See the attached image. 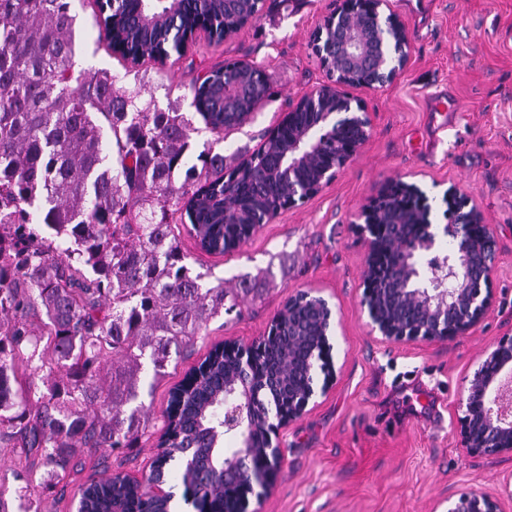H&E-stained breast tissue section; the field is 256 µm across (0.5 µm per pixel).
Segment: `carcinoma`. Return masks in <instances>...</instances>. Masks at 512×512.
Here are the masks:
<instances>
[{
    "label": "carcinoma",
    "instance_id": "1",
    "mask_svg": "<svg viewBox=\"0 0 512 512\" xmlns=\"http://www.w3.org/2000/svg\"><path fill=\"white\" fill-rule=\"evenodd\" d=\"M168 9L167 0H113L112 26L98 27L100 39L151 54L201 13L219 25L232 17L218 0ZM77 31L72 0H0V453L25 476L19 498L41 497L84 456L151 436L145 389L238 303L224 281L209 286L208 274L193 270L181 228L206 252H230L252 225L279 213L289 189L278 174L288 126L230 167L209 147L195 155L187 113L157 109L145 85L128 88L123 75L78 67ZM207 82L194 79L191 106L217 136L266 99L226 105ZM228 167L237 174L225 176ZM382 223L417 232L410 200L392 201ZM382 305L392 320L417 316L412 301L399 312ZM275 319L280 334L250 364L257 400L245 404L243 427L224 429V408L239 402L240 361L214 351L194 383L172 393L158 442L165 451L150 472L140 481L89 477L87 512H166L149 487L170 462L228 457L227 438L264 447L269 407L288 405L315 378L309 357L322 353V301L285 305ZM33 453L45 468L38 481ZM243 494L215 472L193 484L200 512H236Z\"/></svg>",
    "mask_w": 512,
    "mask_h": 512
}]
</instances>
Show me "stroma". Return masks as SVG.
I'll use <instances>...</instances> for the list:
<instances>
[{"label": "stroma", "mask_w": 512, "mask_h": 512, "mask_svg": "<svg viewBox=\"0 0 512 512\" xmlns=\"http://www.w3.org/2000/svg\"><path fill=\"white\" fill-rule=\"evenodd\" d=\"M333 0H274L261 19L223 43L199 37L176 64L145 61L133 71L98 39L96 0H75L82 20L80 67L143 80L157 108L189 111L199 71L254 63L273 96L225 139L195 120V150L232 155L259 148L303 96L327 81L312 50L313 32ZM409 37L408 63L376 88L342 86L371 120L367 141L317 194L283 210L239 250L201 252L181 245L208 284L240 290V315L210 321L191 351L169 363L144 402L162 429L170 390L219 344L266 336L288 298L306 292L332 311L334 380L302 417L279 431L283 454L274 488L252 512H446L449 496H495L512 512V453L464 448L460 418L466 387L483 355L512 336V0H389ZM417 184L432 223H445L444 196L472 199L496 240L492 304L470 334L444 340L385 342L373 334L361 301L367 248L356 226L363 206L392 180ZM158 453L154 441L85 459L44 496L43 512H72L90 473L141 478Z\"/></svg>", "instance_id": "35a3bbf8"}]
</instances>
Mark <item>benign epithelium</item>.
<instances>
[{
    "label": "benign epithelium",
    "instance_id": "1",
    "mask_svg": "<svg viewBox=\"0 0 512 512\" xmlns=\"http://www.w3.org/2000/svg\"><path fill=\"white\" fill-rule=\"evenodd\" d=\"M389 8L388 0H336L323 17L313 37V50L322 66L330 72L331 83L319 88L320 95L330 96L334 104L321 112L319 123L322 133L333 135L338 129L356 126L360 135L345 139L339 158L327 162L324 180L311 185L293 186L284 201L289 208L317 194L336 177L360 146L368 139L371 122L361 104L351 106L338 87L352 84L360 68L372 72L375 80L371 86L393 82L407 62L409 39L400 18ZM204 34L217 43L219 39L207 18L201 17L194 24L193 34L187 36L181 52ZM401 49L394 50V41ZM319 143L312 137L300 138L291 149L295 160L288 163V176L312 155L318 153ZM406 195L417 200L422 213L420 219V250L431 251L438 247L441 236L456 241V250L462 263L447 265L443 261L429 266L431 273L448 274L455 285L448 306H429L430 318L415 325L407 332L392 327L378 312L374 304L376 285L383 279L377 264L380 241L385 225L380 215L386 202L394 196ZM448 204V223L439 228L430 220V207L425 193L415 184L402 180L390 182L385 189L362 209L357 231L368 247L365 271V291L362 306L367 310L371 332L379 333L387 342L447 339L464 336L487 315L491 306L490 282L494 273L495 238L489 226L482 223L481 214L471 201L456 189L445 195ZM315 386H310L304 399L288 408V412L275 413L277 422L266 421V452L281 456L280 448L273 444L272 434L288 423L300 418L309 401L315 396ZM460 433L464 447L483 453L512 452V337L500 339L479 364L467 389L464 415L460 419ZM280 464L249 470V492L266 494L276 484ZM447 512H500L496 498L487 494L462 492L448 500Z\"/></svg>",
    "mask_w": 512,
    "mask_h": 512
}]
</instances>
